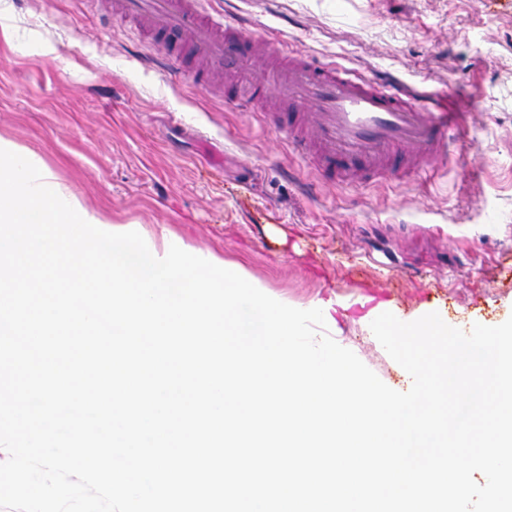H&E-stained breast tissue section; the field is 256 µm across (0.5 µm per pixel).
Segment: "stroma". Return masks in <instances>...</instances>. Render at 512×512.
Returning <instances> with one entry per match:
<instances>
[{"instance_id":"obj_1","label":"stroma","mask_w":512,"mask_h":512,"mask_svg":"<svg viewBox=\"0 0 512 512\" xmlns=\"http://www.w3.org/2000/svg\"><path fill=\"white\" fill-rule=\"evenodd\" d=\"M114 3L11 0L0 38V137L87 208L234 262L291 306L336 299L335 341L388 385L402 377L370 310L512 316V0H224L252 36L462 112L438 165L357 183L324 181L252 102L197 89L193 56L154 68L157 44Z\"/></svg>"}]
</instances>
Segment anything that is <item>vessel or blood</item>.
<instances>
[{"instance_id":"vessel-or-blood-1","label":"vessel or blood","mask_w":512,"mask_h":512,"mask_svg":"<svg viewBox=\"0 0 512 512\" xmlns=\"http://www.w3.org/2000/svg\"><path fill=\"white\" fill-rule=\"evenodd\" d=\"M122 17L146 22L148 32L166 44L167 61L193 52L207 68L199 86L225 85L224 103L276 98L287 110L266 115L296 154L314 160L322 179L343 182L359 169L393 170L404 159L434 162L460 113L445 103L426 109L392 83L351 73L336 63H321L300 51L288 54L286 68L268 64L259 42L227 24L224 13L204 8L203 0H123Z\"/></svg>"}]
</instances>
